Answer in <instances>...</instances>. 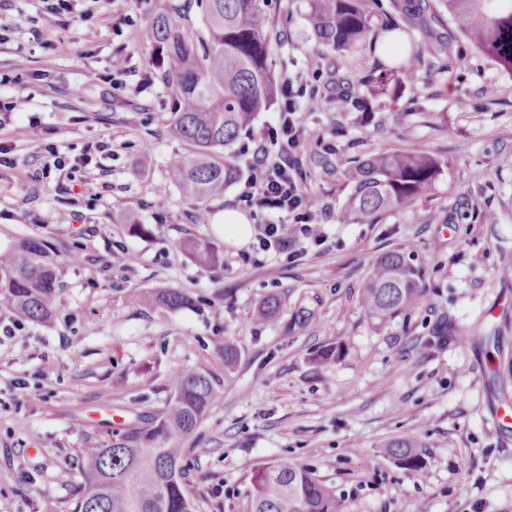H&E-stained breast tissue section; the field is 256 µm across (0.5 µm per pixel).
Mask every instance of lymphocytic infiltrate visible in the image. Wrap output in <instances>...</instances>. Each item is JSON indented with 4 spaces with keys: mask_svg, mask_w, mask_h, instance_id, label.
<instances>
[{
    "mask_svg": "<svg viewBox=\"0 0 512 512\" xmlns=\"http://www.w3.org/2000/svg\"><path fill=\"white\" fill-rule=\"evenodd\" d=\"M283 90L284 101L266 130L268 139L278 143L279 152L270 156L263 145L254 150L239 201L270 215L267 223L256 227L255 252L289 251L299 258L307 253L306 242L318 244L322 238L310 225L312 211L306 203L307 194L293 174L294 152L308 139L297 118V100L302 92L288 81L284 82Z\"/></svg>",
    "mask_w": 512,
    "mask_h": 512,
    "instance_id": "f902f5d3",
    "label": "lymphocytic infiltrate"
}]
</instances>
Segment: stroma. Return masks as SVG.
Masks as SVG:
<instances>
[{
    "instance_id": "1",
    "label": "stroma",
    "mask_w": 512,
    "mask_h": 512,
    "mask_svg": "<svg viewBox=\"0 0 512 512\" xmlns=\"http://www.w3.org/2000/svg\"><path fill=\"white\" fill-rule=\"evenodd\" d=\"M171 0H81L92 23L66 21L36 0H0V74L26 57L11 95L31 97L27 115L0 112V249L26 236L52 240L62 290L50 323L0 333V512H71L82 457L105 436L163 407L173 372L209 376L216 400L184 440L196 512H248L254 474L286 458L331 487L343 512H512V75L458 33L439 0L404 51L429 57L439 35L461 59L418 68L374 97L377 121L336 109L337 92L370 93L369 78L394 67L378 53L386 29L335 53L316 40L306 0H274L271 70L305 87L299 119L311 133L299 175L320 206L312 223L320 253L296 260L225 241L220 219L239 209L241 184L204 204L172 182L187 147L167 134L175 97L157 66L152 24ZM57 30L63 51L43 48ZM127 59L117 83L114 55ZM431 57V56H430ZM325 136L326 145L316 143ZM80 154L107 142L82 179L44 178L45 140ZM445 162L432 189L374 224L343 222L352 162L390 150ZM241 209V208H240ZM147 225L132 233L129 218ZM219 245L224 262L199 265L181 243ZM86 260L75 265L71 253ZM128 250L129 268L110 266ZM403 254L422 270L423 300L380 321L360 307L375 261ZM154 288H179L192 305L139 304ZM284 306L266 319L257 308ZM466 344L436 345L445 323ZM237 357L225 363L222 346ZM336 346L320 367L313 353ZM404 439L420 450L417 471L382 448Z\"/></svg>"
}]
</instances>
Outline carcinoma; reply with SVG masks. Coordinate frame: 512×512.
<instances>
[{"label": "carcinoma", "mask_w": 512, "mask_h": 512, "mask_svg": "<svg viewBox=\"0 0 512 512\" xmlns=\"http://www.w3.org/2000/svg\"><path fill=\"white\" fill-rule=\"evenodd\" d=\"M456 30L500 70L512 73V4L496 0H440ZM206 34L179 22L182 4L158 15L153 23L155 58L177 99L170 135L188 147L187 158L173 165V181L182 192L205 203L224 194L239 178L235 162L241 133L257 115L281 96L270 69L273 50L270 17L260 0H196ZM385 17L400 29L382 0H308V19L318 41L336 52L350 50L372 35L373 17ZM419 58L408 55L399 70L379 75L380 90L400 82ZM443 163L431 153L385 151L344 172L353 191L345 217L356 224H374L384 213L412 204L434 185ZM183 248L205 267L221 262L220 248L189 238ZM58 266L50 246L27 237L0 250V299L36 323L54 315L59 292ZM422 297L419 270L404 256L391 253L374 264L361 295L372 318H385L417 305ZM146 306L178 309L192 302L176 288L143 291ZM173 391L163 410L143 424L113 430L85 452L83 482L74 494L72 512H195L187 494L182 459L187 439L216 398L205 374L180 370L172 374ZM383 452L409 471L421 465L414 446L389 443ZM250 512H341L332 490L311 473L286 459L254 475Z\"/></svg>", "instance_id": "carcinoma-1"}]
</instances>
